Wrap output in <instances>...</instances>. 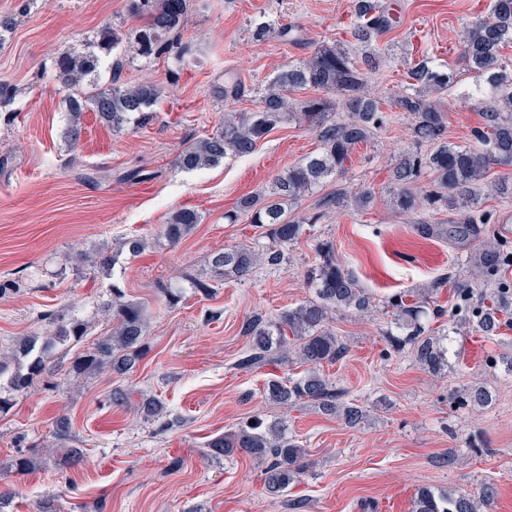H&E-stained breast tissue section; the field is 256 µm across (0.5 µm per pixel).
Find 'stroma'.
I'll use <instances>...</instances> for the list:
<instances>
[{"label":"stroma","mask_w":512,"mask_h":512,"mask_svg":"<svg viewBox=\"0 0 512 512\" xmlns=\"http://www.w3.org/2000/svg\"><path fill=\"white\" fill-rule=\"evenodd\" d=\"M386 2L400 25L379 41L374 93L387 101L405 91L400 61L409 54L457 70L441 106L449 141L472 145L482 100L470 94L475 79L460 61L459 35L486 13L489 0ZM5 13L14 27L0 43V84L16 95L0 106V353L42 330L43 312L94 316L114 284L152 312L146 354L129 376L102 372L78 380L63 366L56 391L32 389L0 414V488L14 491L12 512H39L48 499L57 512H412L419 488L474 494L487 482L497 491L492 512H512V374L501 363L512 354V324L490 337L464 325L450 333V367L442 375L387 343L389 298L465 272L478 246L450 236L421 239L390 206L389 165L412 145L409 116L393 113L352 155L348 186L376 191L368 211H338L313 226L280 266H259L212 296L189 290L171 308L161 294L184 275L204 272L213 251L268 246L247 216L231 224L224 215L242 197L264 194L276 174L317 149L305 124L279 123L253 154L215 166L184 172L174 159L183 144L216 130L225 113L255 110L281 67L306 57L315 43L349 42L351 0H190L177 40L184 63L171 55L123 58L122 83L151 81L161 89L150 125L115 132L88 112L73 150L61 137L69 92L53 80V60L102 26H135L128 0H0ZM264 25L268 34L256 37ZM229 71L243 90L226 99L217 89ZM185 207L202 222L170 246L160 230ZM141 236L148 245L140 255L117 252L118 242ZM321 240L333 242L375 305L368 316L347 312L331 320L348 352L324 372L342 401L369 412L354 429L317 404L265 399L268 379L303 373L293 355L248 370L237 365L249 347L245 321L276 317L310 298L304 276ZM97 249L116 251L110 275L74 259ZM475 384L490 389L491 406L461 400ZM130 388L128 403H110L113 391ZM142 392L161 398L174 427L164 431L144 420L137 410ZM63 415L82 441L83 461L61 468L50 460L27 475L11 473L7 464L19 451L34 442L51 445L52 425ZM255 415L285 419L308 451L312 466L286 496L265 491L256 460L214 458L204 448ZM448 454L452 464H441Z\"/></svg>","instance_id":"1"}]
</instances>
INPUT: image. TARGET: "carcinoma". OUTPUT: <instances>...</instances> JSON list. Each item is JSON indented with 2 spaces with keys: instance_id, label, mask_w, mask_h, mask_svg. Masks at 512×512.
Returning <instances> with one entry per match:
<instances>
[{
  "instance_id": "obj_1",
  "label": "carcinoma",
  "mask_w": 512,
  "mask_h": 512,
  "mask_svg": "<svg viewBox=\"0 0 512 512\" xmlns=\"http://www.w3.org/2000/svg\"><path fill=\"white\" fill-rule=\"evenodd\" d=\"M188 9L189 0H129V10L139 19V26L127 30L105 26L83 50L59 53L52 67L53 79L72 91L64 132L69 148L79 145L85 112L94 113L114 131L153 120V106L160 95L155 84L124 87L113 78L111 85L102 87L98 83L99 69L124 44L147 58L171 52V38L183 30ZM355 11L357 24L351 35L357 41L360 57L337 41L316 45L309 56L286 65L273 78L254 111L224 114L215 132L184 145L176 155L175 166L185 172L215 166L227 158L249 156L258 142L286 118L306 123L319 142L317 152L274 178L267 194L245 197L240 202V209L250 213L251 223L264 229L271 246L262 252L247 245L213 252L208 259L209 279L187 276L195 292L210 296L225 280L245 279L261 264H280L307 228L349 205L363 210L373 202V187L363 186L353 192L345 186L344 177L355 148L370 141L375 131L389 121L381 100L367 85L368 73L377 64V42L391 29L392 18L383 5L375 7L370 0H355ZM460 43L462 62L483 79L476 84L475 92L490 93L482 108V122L472 130L475 146L461 147L448 141L445 114L437 101V96L455 82V72L407 57L403 67L409 91L393 96L392 105L411 117L416 149L406 150L392 161L390 178L391 201L398 212L415 215L426 210L446 211L453 216L454 236L468 240L480 237V225L495 222L496 212L483 208L482 190L491 168L506 169L491 182V192L504 202H512V58L503 54L512 44V0H491L489 15L472 20L463 30ZM309 88L319 95L303 100L290 96L292 91ZM339 108L347 113L342 120L335 116ZM425 177L430 179V189L422 191L418 184ZM332 180L336 189L321 194L308 210H298L306 195ZM201 221L196 210L181 208L164 225L163 234L171 244H177ZM413 224L424 239L443 234L438 222L417 218ZM114 260L113 254L92 259L83 253L78 255L79 262L90 261L103 273L110 271ZM305 277L313 298L281 312L274 320L257 315L246 321L243 333L250 337V348L240 366L259 367L271 362L278 351L295 350L306 369L294 378L269 381L268 398L290 407L314 401L323 412L335 414L346 426L357 428L367 421L368 410L358 404L339 403V395L321 367L335 364L348 352L347 345L331 329L332 313H368L373 309L372 299L338 259L331 241L317 245L315 263L307 268ZM478 285L490 289L491 305L479 307L473 303L474 287ZM453 296L452 309L447 310L430 306L431 296L424 289L397 294L389 306L406 334L391 335V347L410 346L418 364L439 373L448 367V349L427 335L426 322L463 315L465 323L483 334L497 331L502 319L512 315V244L497 239L481 243L468 257L467 276L457 282ZM99 310L111 321L112 332L72 357L70 349L87 338L91 325L65 310L44 314L42 334L23 336L11 351L0 355V382H6L0 385V413L10 410L15 396L36 386L56 390L53 362L60 358L70 357L69 372L78 377L102 371L125 376L135 368L146 351L145 307L114 287L111 299ZM465 400L487 406L492 395L483 386H473ZM138 409L147 420L161 427L168 425L163 402L156 396L141 397ZM53 439L65 465L83 460L84 451L67 418L56 422ZM206 448L211 457L245 454L257 460L263 466L264 488L271 495H288L309 466L305 448L288 433L284 420L248 419L237 430L209 439ZM42 462L41 451L31 446L12 459L11 472L25 475ZM495 496L490 484L484 485L477 497L437 494L422 487L416 493L412 512H491Z\"/></svg>"
}]
</instances>
